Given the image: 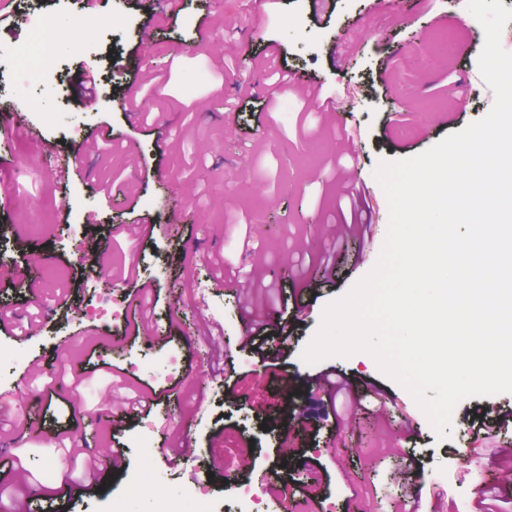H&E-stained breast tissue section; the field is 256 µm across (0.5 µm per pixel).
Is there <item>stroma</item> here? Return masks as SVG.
<instances>
[{"instance_id": "35a3bbf8", "label": "stroma", "mask_w": 512, "mask_h": 512, "mask_svg": "<svg viewBox=\"0 0 512 512\" xmlns=\"http://www.w3.org/2000/svg\"><path fill=\"white\" fill-rule=\"evenodd\" d=\"M14 21L0 39L31 37L28 19L50 16L63 32L52 52L56 76L27 89L15 82L14 61L0 62V123L38 131L17 135L0 154V268L18 269L31 249L45 261L43 286L29 298L17 279L0 278V344L21 357L0 364V393L22 390L20 404L43 426L41 437L0 460V506L26 512H155L142 480L173 500L195 480L210 479L216 512H236V488L261 489L264 512H287L314 499L317 512H399L402 501L429 512H456L466 495L471 512L481 498L495 512H512V481L502 480L500 448L512 445V426L463 435L473 399L454 409L447 439H437L412 396L382 375L369 354L306 363L301 352L325 306L376 264L389 220L374 177L379 160L417 156L482 118L493 104L473 84L484 30L467 0H185L178 18L161 0H12ZM92 33L79 52L73 32ZM452 32L447 51L441 32ZM295 72L282 86L270 69ZM100 82L96 102L81 88L83 70ZM273 99V110L235 111L245 98ZM334 102L326 110L324 101ZM136 103L132 120L122 102ZM357 127L349 146L346 132ZM77 166L69 179L57 160ZM365 181L371 194L369 236L349 241L334 275L296 279L289 252L299 249L314 269L327 226L350 223L335 187ZM251 237L255 249L243 251ZM108 246L113 265H134L148 296L157 297L153 336L125 333L91 316L105 300L132 306L126 282L109 270L88 273L81 246ZM265 262L291 304L309 308L297 345L261 359L248 342L257 324L277 319L273 308L244 317L238 275ZM111 279V290L102 282ZM73 289L78 303L57 314L58 294ZM176 353L180 375L161 382L159 358ZM141 363L130 373V363ZM343 373L347 390L394 395L383 421L358 414L352 425L319 408L321 372ZM265 371L267 382L250 387ZM153 399L151 415L169 428L151 449L139 448L137 420L109 422L122 409L127 385ZM296 432L292 466H284L281 435ZM95 448L100 466L119 461L108 488L84 494L68 481L70 461L59 432ZM223 445L226 481L211 480L212 448ZM187 448L198 467L173 461ZM280 481L283 494L265 491Z\"/></svg>"}]
</instances>
